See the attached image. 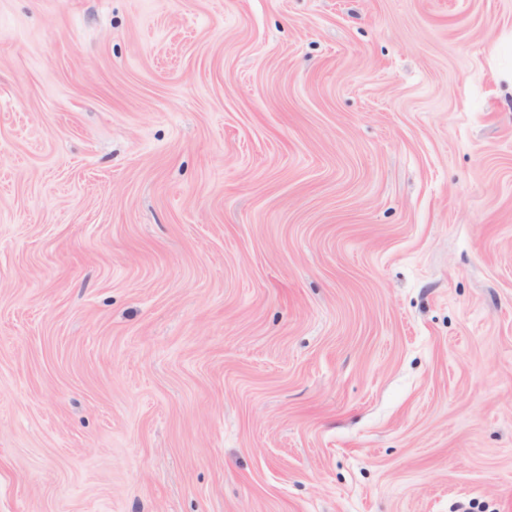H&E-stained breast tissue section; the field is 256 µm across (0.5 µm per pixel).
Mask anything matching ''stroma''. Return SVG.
Instances as JSON below:
<instances>
[{
  "label": "stroma",
  "mask_w": 512,
  "mask_h": 512,
  "mask_svg": "<svg viewBox=\"0 0 512 512\" xmlns=\"http://www.w3.org/2000/svg\"><path fill=\"white\" fill-rule=\"evenodd\" d=\"M512 0H0V512H512Z\"/></svg>",
  "instance_id": "stroma-1"
}]
</instances>
